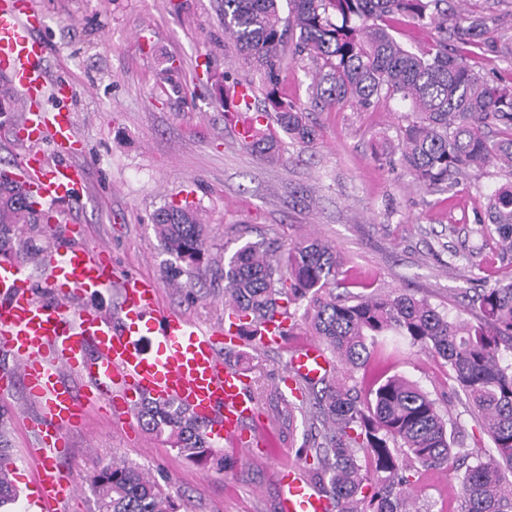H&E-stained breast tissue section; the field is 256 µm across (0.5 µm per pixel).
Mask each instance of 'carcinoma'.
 <instances>
[{
	"label": "carcinoma",
	"instance_id": "cac0c4a2",
	"mask_svg": "<svg viewBox=\"0 0 512 512\" xmlns=\"http://www.w3.org/2000/svg\"><path fill=\"white\" fill-rule=\"evenodd\" d=\"M447 0H288V19L277 0H224V35L240 54L265 67V111H273L292 141L309 144L315 132L303 112L277 91L276 62L288 42L293 55L315 63V104H350L367 109L399 99L410 112L397 131L389 164L404 169L428 189L460 184L468 172L494 167L507 182L490 196L482 226L494 228L502 257L512 261V83H495L471 69L448 41L461 45L487 32L477 12L464 10L448 23ZM405 15L436 33L435 51L417 54L384 25ZM224 111L236 112L225 74L208 76ZM245 146L274 159V135L252 137ZM44 223L23 185L0 167V252L30 261L22 234ZM161 249L169 256V280L202 272L207 262L208 225L189 201L170 202L153 218ZM336 249L315 238L274 247L247 241L224 262V309L237 319L236 335L256 336L267 321L293 318L304 306L309 324L344 376L317 382L294 378L298 395L275 394L288 425L298 399L312 400L308 421L312 444L301 449L312 460L308 474L333 503V512H421L412 472L438 470L452 457L472 452L448 430L436 400L408 379L392 375L366 391L349 384L366 367L378 337L392 332L439 357L448 379L480 413L492 447L466 467L452 512H512V280L484 288L476 301L483 322L451 318L425 299L408 294L357 295L342 299ZM150 434L166 438L185 459L214 458L206 422L174 401L142 398L133 407ZM9 410L0 406V512L18 499L12 478ZM405 459H400V455ZM89 483L96 512H189L145 469L124 460L102 463Z\"/></svg>",
	"mask_w": 512,
	"mask_h": 512
}]
</instances>
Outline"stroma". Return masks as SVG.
I'll return each instance as SVG.
<instances>
[{
  "label": "stroma",
  "instance_id": "stroma-1",
  "mask_svg": "<svg viewBox=\"0 0 512 512\" xmlns=\"http://www.w3.org/2000/svg\"><path fill=\"white\" fill-rule=\"evenodd\" d=\"M42 19L35 33L47 44L53 84L48 107L74 114L83 143L76 162L86 168L82 199L64 205L83 228V240L110 251L122 272L155 280L160 302L195 322L224 319V256L241 242L265 239L288 247L305 237L332 244L350 282L347 295L369 290L425 298L449 316L479 324L470 298L512 280L494 240L476 221L502 183L496 169L472 173L450 191L428 192L381 158L384 137L395 136L406 105L381 101L368 110L315 106L309 59L283 49L277 62L283 98L298 105L316 131L300 145L280 135V155L268 161L246 149L235 122L212 101L208 70L229 72L253 88V109H264L265 77L224 38L223 0H34ZM487 37L464 47L466 63L488 79L512 82V0H478ZM193 201L210 229V267L191 286L169 284L152 218L165 203ZM314 335L297 318L290 336L272 348L236 346L258 395L261 419L272 424L269 444L244 451L222 446L224 467L190 462L148 434L133 413L93 411L68 438L56 463L76 484L62 512H95L88 477L102 461L121 457L167 480L191 512H278L279 470L299 462L310 432L303 415L285 426L270 395L291 354ZM374 365L401 375L436 399L452 429L473 453L489 447L480 418L448 379L441 358L401 336L381 337ZM11 412L16 480L28 487L35 469L25 459L38 444L37 406L21 388L4 399ZM457 461L417 483L424 512H448L458 485Z\"/></svg>",
  "mask_w": 512,
  "mask_h": 512
}]
</instances>
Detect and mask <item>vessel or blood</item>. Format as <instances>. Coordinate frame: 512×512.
I'll return each instance as SVG.
<instances>
[{"instance_id":"1","label":"vessel or blood","mask_w":512,"mask_h":512,"mask_svg":"<svg viewBox=\"0 0 512 512\" xmlns=\"http://www.w3.org/2000/svg\"><path fill=\"white\" fill-rule=\"evenodd\" d=\"M37 14L30 0H0V76L24 104L21 123L27 150L13 176L52 212L79 200L86 187L83 168L49 160L77 138L72 113L49 109L44 97L51 79L44 68L46 46L34 37ZM45 286L53 302L40 300L16 260L0 261V350L13 370L0 374V391L20 381L39 409L40 444L29 449L37 471L26 499L38 512H57L73 492L67 471L56 465L68 435L80 428L88 409L111 411L123 394L173 400L207 420L213 438L234 444L255 414L245 375L221 360L215 329L164 308L152 280L121 274L108 251L75 242L52 251ZM119 289L116 310L74 306L73 297H99ZM294 374L317 381L337 368L317 343L290 359ZM279 512H328L330 502L298 465L279 471Z\"/></svg>"}]
</instances>
